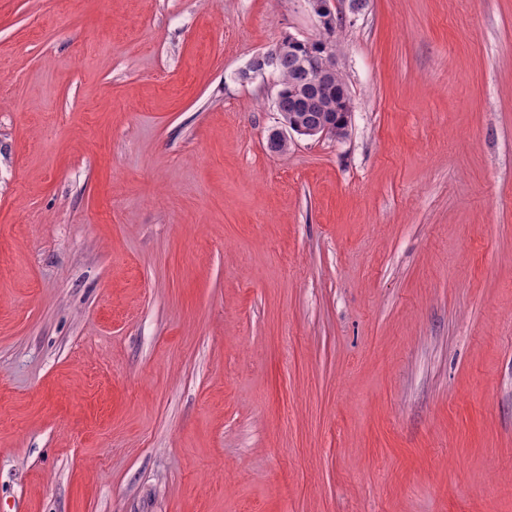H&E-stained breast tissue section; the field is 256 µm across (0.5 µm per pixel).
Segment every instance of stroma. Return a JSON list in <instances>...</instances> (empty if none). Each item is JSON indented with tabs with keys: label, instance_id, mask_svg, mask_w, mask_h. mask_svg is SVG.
I'll return each mask as SVG.
<instances>
[{
	"label": "stroma",
	"instance_id": "1",
	"mask_svg": "<svg viewBox=\"0 0 512 512\" xmlns=\"http://www.w3.org/2000/svg\"><path fill=\"white\" fill-rule=\"evenodd\" d=\"M0 0V512H512V0ZM314 15L318 18L320 27L325 31L327 29H336L341 26L344 17L341 13L334 12L330 6L329 0H309L307 1ZM334 31L328 32L326 36H319L314 40H303L296 48L290 46L302 42L300 39L288 36V46L282 41L268 50L261 52L255 59L265 60L272 64L276 58L288 48V52L281 54L275 64V72L278 74V101H275L277 112L281 118L296 117L303 125L315 127L328 123L332 126L331 138L343 139L348 135L349 120L336 122V112L341 111V103L338 93L346 89L341 74H336L333 60H318L307 56L316 57V52L322 44L329 45L334 50L331 37ZM306 57V58H305ZM304 58L303 68L314 76L311 82V75L301 67ZM254 59V60H255ZM336 75V81L332 84ZM310 83V88L317 90L323 86H329L324 91L308 95L304 101L296 102L295 89L303 83ZM305 91L301 88L296 90L297 98L300 99ZM333 119L336 124L333 125Z\"/></svg>",
	"mask_w": 512,
	"mask_h": 512
}]
</instances>
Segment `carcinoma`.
<instances>
[{"mask_svg": "<svg viewBox=\"0 0 512 512\" xmlns=\"http://www.w3.org/2000/svg\"><path fill=\"white\" fill-rule=\"evenodd\" d=\"M332 36L333 33L329 32L314 40H306L277 58L275 72L278 74V101L275 105L281 117H295L307 127L328 123L332 125L331 137L343 139L348 135L349 121L333 122L336 113L341 111L338 93L346 88L341 74H336V81L324 91L313 93L300 102L294 100L295 89L311 81V75L301 67L302 59L316 56L318 47L323 44L332 45Z\"/></svg>", "mask_w": 512, "mask_h": 512, "instance_id": "1", "label": "carcinoma"}]
</instances>
